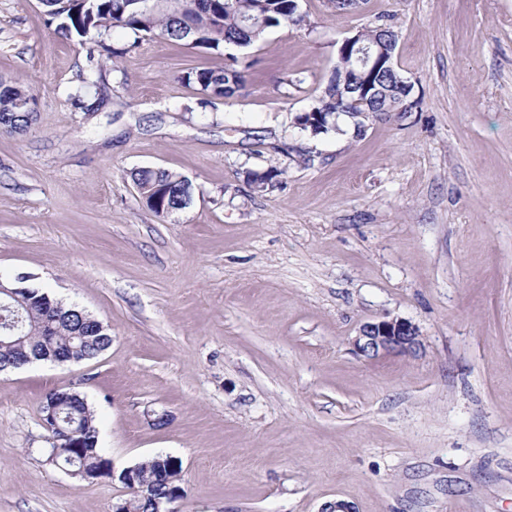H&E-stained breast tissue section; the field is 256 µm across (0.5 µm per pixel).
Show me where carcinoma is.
Segmentation results:
<instances>
[{"instance_id":"1","label":"carcinoma","mask_w":512,"mask_h":512,"mask_svg":"<svg viewBox=\"0 0 512 512\" xmlns=\"http://www.w3.org/2000/svg\"><path fill=\"white\" fill-rule=\"evenodd\" d=\"M297 0H227L226 6L214 7L204 0H163L157 10L145 15L140 7L121 8L118 0H72L68 10L58 11L54 0L43 3L46 13L60 20L57 32L66 39L85 37L90 32L107 35L116 28L130 29L144 35L159 34L174 43L188 42L195 46L217 49L221 46L247 48L260 42L267 31L283 23L302 21L295 7ZM237 58L222 69H201L186 73V83H196L202 90L219 97H231L244 86L243 71L237 69ZM80 92L74 97L76 106L94 111L100 99L86 101L91 89L97 87L93 76L81 77ZM336 78L328 81L317 97L312 110L320 113L322 133L336 129L335 114L341 108L347 112L364 109L356 96L348 94L336 100ZM31 92L23 86L0 78V133L21 135L36 120L33 110L16 108L15 101ZM276 177L275 171H252L248 182L258 191L266 190ZM137 191L146 206L156 216L168 218L184 209V199L193 194L192 184L182 175L167 169L144 168L133 174ZM23 291L12 297L0 294V372L19 369L30 359L64 358L70 362L91 360L112 344L109 329L85 310L52 299L56 310H44L49 292L26 282L19 284ZM58 392H48L40 403L45 414L56 407L59 426L70 435L71 447L64 449L58 459L46 463L79 470L84 475L103 474L112 462L99 447V429L94 410L86 397L71 394L62 402ZM138 482L146 487L143 494L129 498V512H155V501L182 487V469L170 468L166 456L157 454L136 464Z\"/></svg>"}]
</instances>
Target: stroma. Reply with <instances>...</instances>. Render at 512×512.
<instances>
[{
  "instance_id": "1",
  "label": "stroma",
  "mask_w": 512,
  "mask_h": 512,
  "mask_svg": "<svg viewBox=\"0 0 512 512\" xmlns=\"http://www.w3.org/2000/svg\"><path fill=\"white\" fill-rule=\"evenodd\" d=\"M298 12L214 50L120 28L67 40L40 0H0V76L37 96L29 132L0 134V274L36 275L112 333L95 359L0 373V512L126 497L46 464L40 402L69 388L115 469L180 460L175 512H512V0ZM384 13L412 110L301 131L339 44ZM233 59V97L182 80ZM91 72L89 115L71 95ZM140 168L187 178V208L155 216ZM385 317L421 348L357 355Z\"/></svg>"
}]
</instances>
